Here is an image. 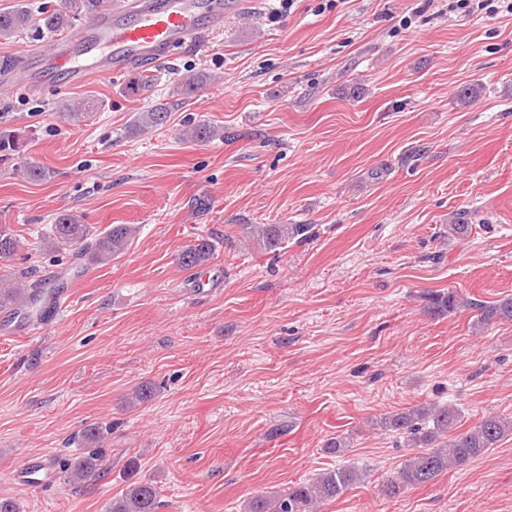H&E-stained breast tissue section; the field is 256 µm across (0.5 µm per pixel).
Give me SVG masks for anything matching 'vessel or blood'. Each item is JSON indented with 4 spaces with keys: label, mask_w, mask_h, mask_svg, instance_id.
Returning <instances> with one entry per match:
<instances>
[{
    "label": "vessel or blood",
    "mask_w": 512,
    "mask_h": 512,
    "mask_svg": "<svg viewBox=\"0 0 512 512\" xmlns=\"http://www.w3.org/2000/svg\"><path fill=\"white\" fill-rule=\"evenodd\" d=\"M240 4L241 0H130L125 8L102 12L90 26L34 50V68H22L16 78L36 87L59 74L68 85L79 86L93 75L108 78L133 67L157 65ZM16 478L39 489L54 482L55 471L45 460L29 457Z\"/></svg>",
    "instance_id": "1"
}]
</instances>
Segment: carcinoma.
Wrapping results in <instances>:
<instances>
[{
    "mask_svg": "<svg viewBox=\"0 0 512 512\" xmlns=\"http://www.w3.org/2000/svg\"><path fill=\"white\" fill-rule=\"evenodd\" d=\"M105 0H64L61 8L45 6L36 15L19 4L13 9L0 12V39L9 40L31 26L48 33L64 32L74 21L94 17ZM205 76L190 72L181 76L175 86L178 95H192L203 85ZM170 118L167 102H157L136 113L131 125L135 133L164 126ZM222 136L219 129L207 123L196 124L191 137L209 141ZM22 138L12 130L0 131V156L21 153ZM307 224H262L252 228V235L259 244L268 249L279 248L285 243L301 238L308 232ZM136 233L130 224H115L107 231L97 234L79 216L69 213L58 215L50 226L44 243L54 249L76 247L78 256L87 266H102L112 262L125 252ZM19 248L16 236L0 227V260L12 257ZM211 243L201 238L190 244L180 255V263L186 269L203 265L210 259ZM41 301L40 292L26 289L18 280L0 275V308L27 309L40 315L36 305ZM479 309L477 322L487 323L494 318L512 320V298L493 305L464 303L453 291L440 294L430 300L432 312L453 313L461 305ZM460 412L448 405H432L408 412H400L384 418V424L411 441L424 445V450L405 461L397 473L383 485L382 492L387 497L398 495L407 486L427 484L443 472L463 466L469 461L483 456L507 433H512V421L498 416L483 419L472 429L455 435L441 448L435 443L457 429ZM105 440L104 433L97 428L83 431L78 441L82 452L60 463V471L65 483L80 487L92 477H102L107 472L105 456L99 445ZM361 479V471L352 465H340L318 474L310 482L296 486L288 493L276 497L258 496L246 505V512H313L311 506L320 500H334L342 496ZM158 491L149 482L134 481L125 492L112 500L107 512H157Z\"/></svg>",
    "mask_w": 512,
    "mask_h": 512,
    "instance_id": "cac0c4a2",
    "label": "carcinoma"
}]
</instances>
